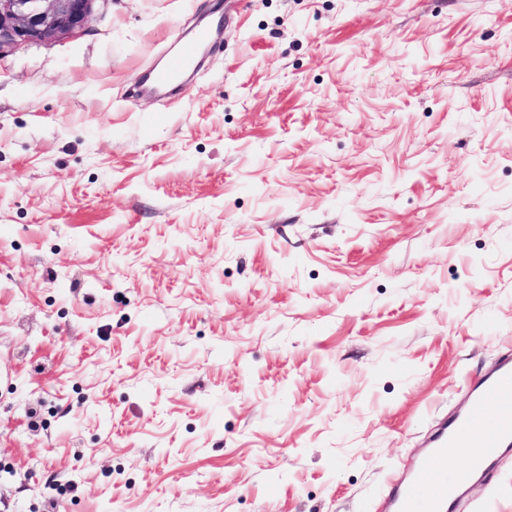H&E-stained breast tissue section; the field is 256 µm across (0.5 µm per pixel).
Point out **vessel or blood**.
Returning a JSON list of instances; mask_svg holds the SVG:
<instances>
[{
  "label": "vessel or blood",
  "instance_id": "1",
  "mask_svg": "<svg viewBox=\"0 0 512 512\" xmlns=\"http://www.w3.org/2000/svg\"><path fill=\"white\" fill-rule=\"evenodd\" d=\"M208 38L199 32L173 56L158 84L182 89L188 66L194 61L199 42ZM512 446V359H505L498 370L472 386V398L462 415L443 424L426 450L414 462L408 478L388 495L389 512H448L458 491L500 449ZM461 452L465 468L448 470V454Z\"/></svg>",
  "mask_w": 512,
  "mask_h": 512
}]
</instances>
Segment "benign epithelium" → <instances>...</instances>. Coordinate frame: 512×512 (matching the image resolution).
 Instances as JSON below:
<instances>
[{
    "mask_svg": "<svg viewBox=\"0 0 512 512\" xmlns=\"http://www.w3.org/2000/svg\"><path fill=\"white\" fill-rule=\"evenodd\" d=\"M97 0H0V53L82 33Z\"/></svg>",
    "mask_w": 512,
    "mask_h": 512,
    "instance_id": "benign-epithelium-1",
    "label": "benign epithelium"
}]
</instances>
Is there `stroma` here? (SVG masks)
<instances>
[{"instance_id":"1","label":"stroma","mask_w":512,"mask_h":512,"mask_svg":"<svg viewBox=\"0 0 512 512\" xmlns=\"http://www.w3.org/2000/svg\"><path fill=\"white\" fill-rule=\"evenodd\" d=\"M507 352L512 0H97L0 54V512H381ZM207 38L208 33L200 31L195 40L185 43L180 52L169 60L165 72L155 77V81L165 88L182 90L188 66L196 57L197 44L207 40Z\"/></svg>"}]
</instances>
